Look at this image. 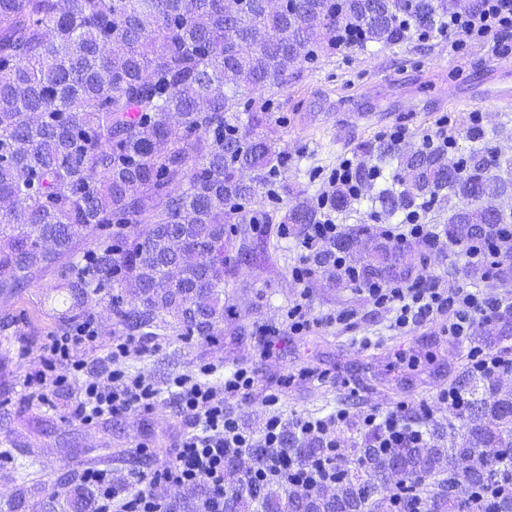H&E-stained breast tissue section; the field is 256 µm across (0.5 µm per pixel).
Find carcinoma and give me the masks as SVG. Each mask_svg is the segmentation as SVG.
<instances>
[{"label":"carcinoma","mask_w":512,"mask_h":512,"mask_svg":"<svg viewBox=\"0 0 512 512\" xmlns=\"http://www.w3.org/2000/svg\"><path fill=\"white\" fill-rule=\"evenodd\" d=\"M458 9L457 0H288L284 12L263 0H0V300L55 274L72 300L106 302L129 333L223 335L226 278L243 263L278 261L253 205L269 187L276 198L293 194L276 181L288 159L263 93L323 50L393 45ZM349 28L354 45L343 39ZM374 150L397 161L400 190L374 198L385 212L446 191L462 202L444 229L459 248L512 223L494 204L512 181L484 159L451 164L439 149L397 154L392 145L365 152ZM319 221L303 201L279 219L296 237ZM358 244L360 280L413 275V247L365 224L313 264L328 271L333 250ZM458 382L473 418L462 443L429 458L414 442L370 448L336 491L286 500L241 484L233 462L225 512H392L388 490L365 483L367 464L410 487L432 479L427 512H469V491L491 472L483 449H504L497 463L512 468V392L483 376ZM281 452L304 460L324 449L289 430Z\"/></svg>","instance_id":"1"}]
</instances>
